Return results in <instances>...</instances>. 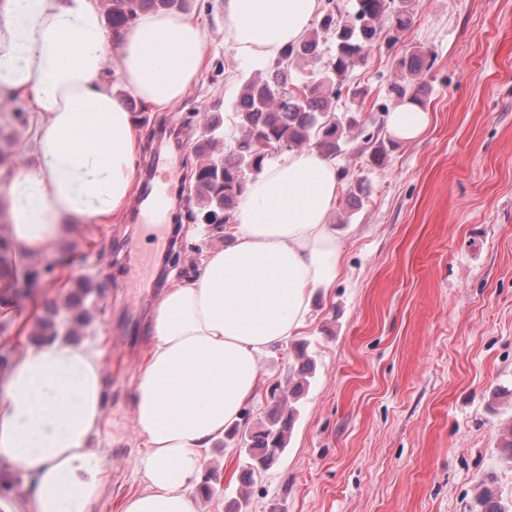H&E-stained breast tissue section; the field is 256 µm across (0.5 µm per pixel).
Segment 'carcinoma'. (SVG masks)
<instances>
[{"instance_id":"obj_1","label":"carcinoma","mask_w":512,"mask_h":512,"mask_svg":"<svg viewBox=\"0 0 512 512\" xmlns=\"http://www.w3.org/2000/svg\"><path fill=\"white\" fill-rule=\"evenodd\" d=\"M109 2L108 22L118 34L145 11L180 13L187 10L189 0ZM411 15L410 0H356L354 11L347 14L336 9L324 10L303 39L285 46L264 70L244 81L234 103L240 136L228 149L224 148L221 113H203V137L196 148L198 161L191 176L198 212L189 218L203 220L214 233H223L247 181L271 159L273 149L291 151L313 145L328 158L341 153L342 145L354 132L363 130L360 112L369 95L366 88L347 85L349 74L367 64L382 31H387L388 42L397 41L410 27ZM329 39L334 43V52L324 70L300 86L291 83L294 67H314L321 62L323 46ZM429 57L427 52L412 50L397 60L401 81L392 85V94L397 99L407 97L422 102V87L411 92L409 84L430 68ZM343 94L356 102V108L340 115L333 108V101ZM10 252L9 240L0 237V277L14 272ZM60 325L53 317L46 319L35 336L40 341L53 339L60 335ZM298 356L304 362L300 368L301 381L291 388L293 396L314 371V361L304 348H299ZM293 416L288 396L279 395L266 420L244 438V482H255L279 461L288 444ZM475 501L474 512H512L485 484L479 487Z\"/></svg>"}]
</instances>
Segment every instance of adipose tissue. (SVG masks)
I'll list each match as a JSON object with an SVG mask.
<instances>
[{
    "label": "adipose tissue",
    "instance_id": "obj_1",
    "mask_svg": "<svg viewBox=\"0 0 512 512\" xmlns=\"http://www.w3.org/2000/svg\"><path fill=\"white\" fill-rule=\"evenodd\" d=\"M319 9L320 0H224V29L237 58L258 67L301 40ZM207 42L193 17L144 13L114 38L94 0H0V96L26 100L31 113L28 160L8 180L23 254L128 207L141 130L117 91L156 111L173 107L200 77ZM428 122L405 102L387 130L409 142ZM340 190L317 148L286 153L247 183L231 243L163 291L131 398L144 485L121 512H195L188 490L202 449L240 422L261 357L305 326L311 294L340 275L330 224ZM105 408L93 345L47 341L0 372V457L33 478V512H93L104 464L91 441Z\"/></svg>",
    "mask_w": 512,
    "mask_h": 512
}]
</instances>
